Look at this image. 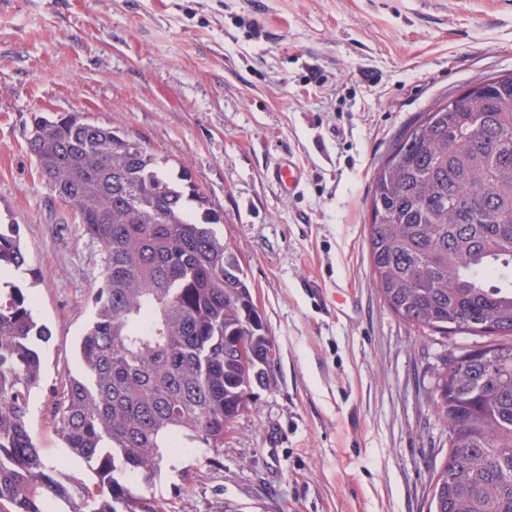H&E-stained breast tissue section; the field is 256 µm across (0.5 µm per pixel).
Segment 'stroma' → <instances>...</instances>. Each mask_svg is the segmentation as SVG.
I'll return each mask as SVG.
<instances>
[{
    "label": "stroma",
    "mask_w": 512,
    "mask_h": 512,
    "mask_svg": "<svg viewBox=\"0 0 512 512\" xmlns=\"http://www.w3.org/2000/svg\"><path fill=\"white\" fill-rule=\"evenodd\" d=\"M512 75V0H7L0 8V224L51 331L29 428L63 456L48 388L78 374L103 254L40 177L34 114L120 128L224 215L275 344L220 448L171 456L163 512H428L448 432L434 376L476 337L394 314L373 280L369 196L437 103ZM299 191L272 177L279 157ZM273 177L288 194H294L303 181L302 171L286 157L279 158L273 167Z\"/></svg>",
    "instance_id": "obj_1"
}]
</instances>
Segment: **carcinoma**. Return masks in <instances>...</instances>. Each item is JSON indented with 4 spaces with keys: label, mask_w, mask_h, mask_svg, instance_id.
<instances>
[{
    "label": "carcinoma",
    "mask_w": 512,
    "mask_h": 512,
    "mask_svg": "<svg viewBox=\"0 0 512 512\" xmlns=\"http://www.w3.org/2000/svg\"><path fill=\"white\" fill-rule=\"evenodd\" d=\"M78 113L34 115L28 147L104 254L81 374L49 390L48 416L88 485L48 463L28 426L48 329L34 297L0 278V512H159L167 454L221 448L254 405L273 343L207 193L165 159ZM367 243L386 305L433 333L512 335V75L440 102L376 170ZM25 265L0 224V275ZM448 430L429 512H512V342L463 349L435 373Z\"/></svg>",
    "instance_id": "cac0c4a2"
}]
</instances>
